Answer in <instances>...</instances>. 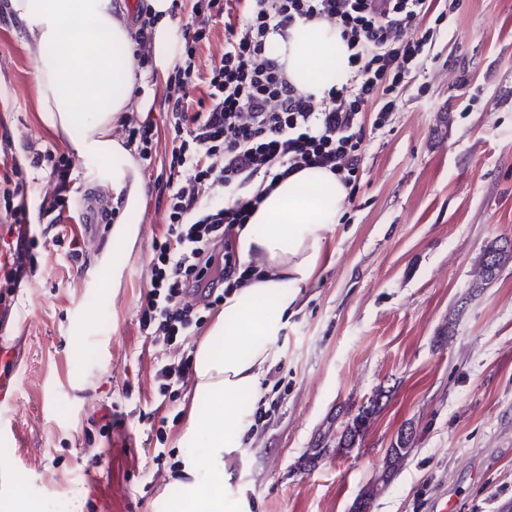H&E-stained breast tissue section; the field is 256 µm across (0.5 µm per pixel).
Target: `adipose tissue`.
<instances>
[{
    "label": "adipose tissue",
    "mask_w": 512,
    "mask_h": 512,
    "mask_svg": "<svg viewBox=\"0 0 512 512\" xmlns=\"http://www.w3.org/2000/svg\"><path fill=\"white\" fill-rule=\"evenodd\" d=\"M23 25L36 60L40 110L47 123L69 135L90 181L111 185L123 209L117 238L133 236L144 187L127 149L111 136L132 110L135 37L126 11L114 0H7ZM348 51L336 26L315 21L291 32L287 67L304 94L329 88ZM348 190L322 168L301 170L277 183L235 241L241 263L259 276L234 290L194 356L193 403L179 438L184 448L203 446L212 458V482L189 484L176 512H224L219 480L224 451L240 447L248 416L237 400L260 394L279 355L277 340L289 307L317 275L326 234L337 223ZM210 413H203V406Z\"/></svg>",
    "instance_id": "adipose-tissue-1"
}]
</instances>
